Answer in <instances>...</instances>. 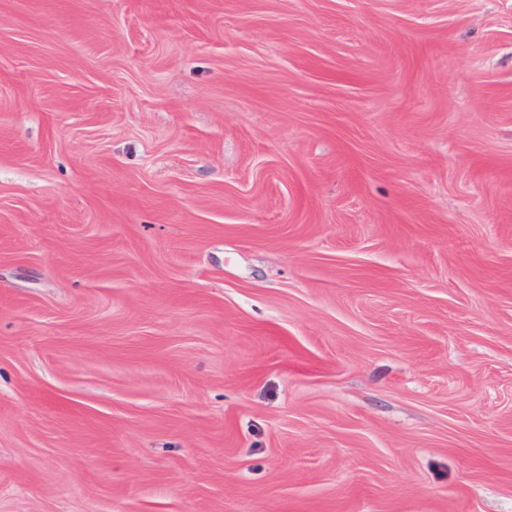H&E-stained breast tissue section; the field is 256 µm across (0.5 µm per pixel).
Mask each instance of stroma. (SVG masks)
Instances as JSON below:
<instances>
[{"instance_id":"35a3bbf8","label":"stroma","mask_w":512,"mask_h":512,"mask_svg":"<svg viewBox=\"0 0 512 512\" xmlns=\"http://www.w3.org/2000/svg\"><path fill=\"white\" fill-rule=\"evenodd\" d=\"M0 512H512V0H0Z\"/></svg>"}]
</instances>
